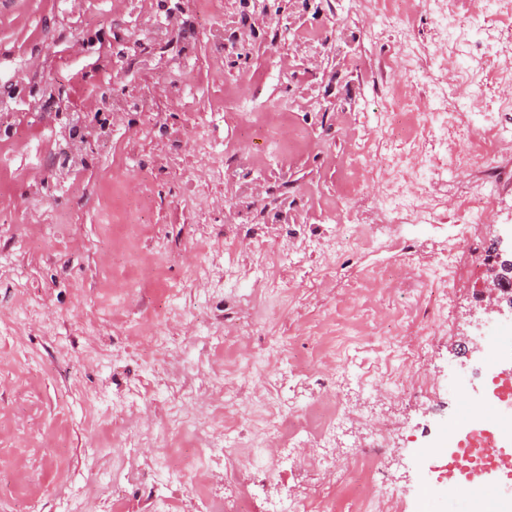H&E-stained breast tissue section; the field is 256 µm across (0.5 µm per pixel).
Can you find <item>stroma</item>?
<instances>
[{
	"instance_id": "obj_1",
	"label": "stroma",
	"mask_w": 512,
	"mask_h": 512,
	"mask_svg": "<svg viewBox=\"0 0 512 512\" xmlns=\"http://www.w3.org/2000/svg\"><path fill=\"white\" fill-rule=\"evenodd\" d=\"M351 4L287 0L247 56L219 59L210 31L241 28L249 0L219 15L186 0H0V512H82L101 498L196 512L198 471L220 482L233 445L259 498L326 496L308 466L275 478L283 450L259 422L292 424L327 392L346 408L337 472L378 420L390 446L377 480L396 485L406 512H444L421 454L480 403L490 364L512 367V320L507 355L479 350L491 261L478 254L453 285L440 259L461 222L454 207L397 225L409 257L376 234L361 246L339 237V214L360 202L405 211L414 197H388L378 174L412 162L408 144L380 138L400 122L387 109L399 76L380 62L401 51L404 20L351 22ZM455 20L470 31L460 59L472 74L457 96L483 97L475 120L495 123L512 155V111L483 61L512 49V32L484 23L475 0ZM156 25L173 27L167 41L128 46ZM414 28L427 57L413 94L437 113L443 41L426 0ZM306 30L321 66L296 50ZM228 94L236 112L213 111ZM116 97L130 107L113 111ZM288 136L299 149L279 152ZM360 139L377 146L356 198L341 191L342 166ZM160 330L167 346L149 344ZM416 343L436 398L402 381L391 356ZM183 374L200 382L195 399L180 394Z\"/></svg>"
}]
</instances>
